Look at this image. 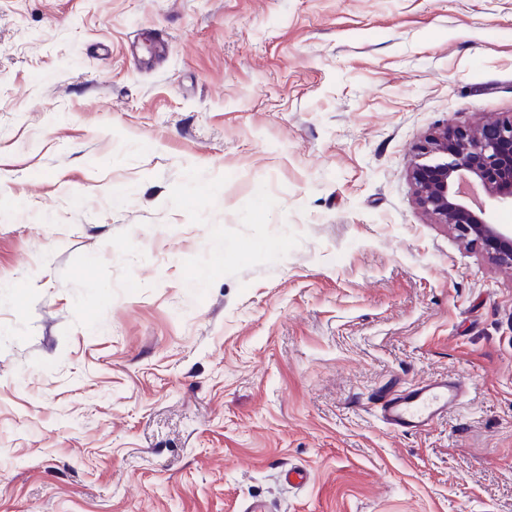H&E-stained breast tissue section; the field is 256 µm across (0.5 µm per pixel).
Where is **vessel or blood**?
Returning a JSON list of instances; mask_svg holds the SVG:
<instances>
[{"mask_svg": "<svg viewBox=\"0 0 512 512\" xmlns=\"http://www.w3.org/2000/svg\"><path fill=\"white\" fill-rule=\"evenodd\" d=\"M463 391L461 381L445 377L422 382L388 397L379 418L398 431H418L447 415Z\"/></svg>", "mask_w": 512, "mask_h": 512, "instance_id": "obj_1", "label": "vessel or blood"}]
</instances>
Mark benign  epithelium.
I'll return each instance as SVG.
<instances>
[{
	"label": "benign epithelium",
	"instance_id": "obj_1",
	"mask_svg": "<svg viewBox=\"0 0 512 512\" xmlns=\"http://www.w3.org/2000/svg\"><path fill=\"white\" fill-rule=\"evenodd\" d=\"M412 169L417 204L457 236L512 266V225L498 224L479 195L512 208V116L477 126L445 127L419 146Z\"/></svg>",
	"mask_w": 512,
	"mask_h": 512
}]
</instances>
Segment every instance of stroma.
I'll return each instance as SVG.
<instances>
[{"label": "stroma", "instance_id": "35a3bbf8", "mask_svg": "<svg viewBox=\"0 0 512 512\" xmlns=\"http://www.w3.org/2000/svg\"><path fill=\"white\" fill-rule=\"evenodd\" d=\"M510 114L512 0H0V512H512V268L411 179ZM463 392L459 380L448 377L424 381L402 390L381 403L380 420L398 431H418L448 415Z\"/></svg>", "mask_w": 512, "mask_h": 512}]
</instances>
